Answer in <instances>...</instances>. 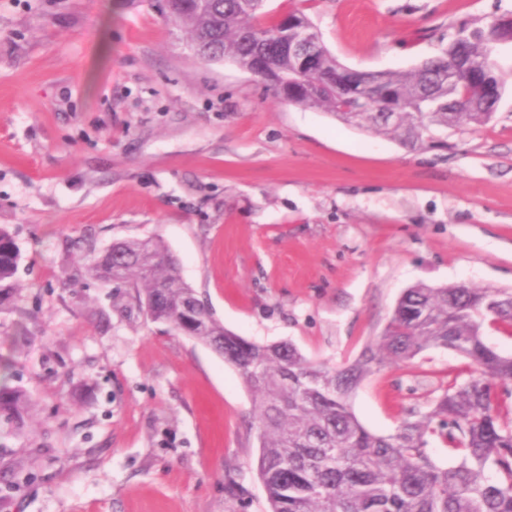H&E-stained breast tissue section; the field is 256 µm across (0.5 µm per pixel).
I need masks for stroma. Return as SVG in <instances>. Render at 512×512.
Here are the masks:
<instances>
[{
  "label": "stroma",
  "instance_id": "35a3bbf8",
  "mask_svg": "<svg viewBox=\"0 0 512 512\" xmlns=\"http://www.w3.org/2000/svg\"><path fill=\"white\" fill-rule=\"evenodd\" d=\"M356 71H407L512 0H267ZM493 118L409 148L203 62L166 0H0V512H267L254 401L209 346L150 321L82 255L154 236L225 329L343 366L408 287L512 289V45ZM442 348L351 398L369 431L464 380ZM21 259L20 249L11 234L0 228V306L16 290L15 276ZM28 399L25 394L17 389H9L7 387H0V410L12 411L17 416L26 409Z\"/></svg>",
  "mask_w": 512,
  "mask_h": 512
}]
</instances>
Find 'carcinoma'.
Instances as JSON below:
<instances>
[{
	"label": "carcinoma",
	"mask_w": 512,
	"mask_h": 512,
	"mask_svg": "<svg viewBox=\"0 0 512 512\" xmlns=\"http://www.w3.org/2000/svg\"><path fill=\"white\" fill-rule=\"evenodd\" d=\"M170 16L184 25L203 61L214 58L245 66L259 54L271 59L270 83L288 102L324 109L336 120L416 147L438 131H461L484 123L496 104L484 101L477 81L457 84L460 108L448 111V97L432 73L448 68L455 41L416 68L358 74L375 110L355 112L339 87L316 97L294 73L285 46L288 19L309 18L300 11L267 22L263 12L240 0H167ZM492 24L471 29L463 55L472 64L490 59ZM344 66L325 50L317 79L325 81ZM420 95L425 112L409 109L389 119L392 100ZM21 259L11 234L0 228V305L16 290ZM87 274L104 282L125 283L154 322L211 347L235 367L255 397L260 455L258 473L269 512H512V420L499 409V391L512 390V356L484 340L491 325L512 336V290L418 283L398 300L376 343L350 365L336 368L311 361L293 344H259L224 329L209 306L180 273L177 258L155 237L124 239L106 251L81 259ZM431 348L451 350L470 361L468 378L448 384L431 409L406 419L395 433L367 430L356 418L350 398L368 376L406 363ZM28 399L17 389L0 387V410L16 415ZM438 438L457 457L452 466L436 464L426 453ZM494 469L498 479L486 472Z\"/></svg>",
	"instance_id": "carcinoma-1"
}]
</instances>
